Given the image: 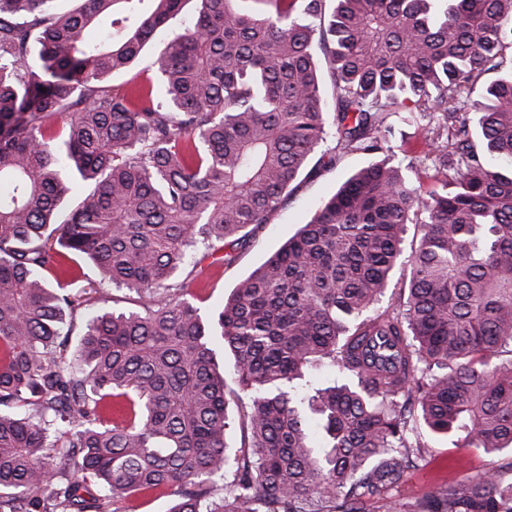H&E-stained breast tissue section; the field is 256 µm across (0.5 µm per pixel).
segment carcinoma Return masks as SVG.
<instances>
[{
    "label": "carcinoma",
    "mask_w": 512,
    "mask_h": 512,
    "mask_svg": "<svg viewBox=\"0 0 512 512\" xmlns=\"http://www.w3.org/2000/svg\"><path fill=\"white\" fill-rule=\"evenodd\" d=\"M190 1L165 99L113 89ZM248 2L0 0V512L165 493L169 512H512V70L472 99L512 0ZM398 104L424 122L429 191L397 160ZM348 154L372 162L203 316L177 280L191 255L231 266ZM68 261L138 303L73 348L100 285ZM431 435L498 460L394 498Z\"/></svg>",
    "instance_id": "carcinoma-1"
}]
</instances>
